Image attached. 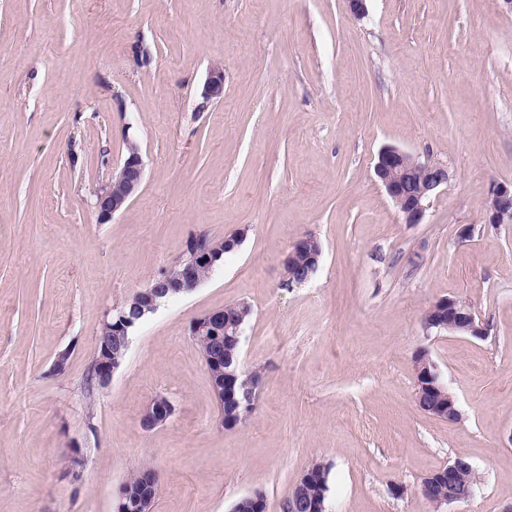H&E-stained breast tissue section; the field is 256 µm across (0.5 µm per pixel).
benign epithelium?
I'll return each instance as SVG.
<instances>
[{"label":"benign epithelium","mask_w":512,"mask_h":512,"mask_svg":"<svg viewBox=\"0 0 512 512\" xmlns=\"http://www.w3.org/2000/svg\"><path fill=\"white\" fill-rule=\"evenodd\" d=\"M203 96L208 100L224 97V69H210L204 84ZM377 181L385 189L406 224H421L425 218L427 202L448 185L447 167L423 162L410 153L386 147L380 151L374 164ZM144 179V162L137 149L126 154L123 163L112 172L110 181L93 193L92 206L101 222L109 221L139 191ZM417 183L413 193L405 192L406 185ZM488 221L491 224H512V183H499L490 193ZM245 231L234 232L222 239L207 238L197 234L190 239L184 254L171 266L162 270L145 288L130 297V308L108 313L101 324L104 334L120 337V346L129 349L128 329L154 313L169 298L199 285L202 272H212L224 259V253L232 252L243 243ZM316 238L307 235L294 244L282 261L283 278L288 284H303L317 271L322 259V248L314 244ZM247 323L246 313L224 308L205 313L190 327V335L197 337L200 330L208 332L206 342L210 353L206 361L211 364V383L214 392L232 401L239 414L235 419H220L222 426L234 428L248 420L254 412V402L259 393V379L247 369L241 357L224 355L227 347L241 349ZM426 330L446 331L452 334L481 338L486 335L474 312L466 304L444 298L436 301L424 315ZM98 379L105 385L112 383L117 362L107 358L96 360ZM416 389L418 397L425 400L424 412L433 417L454 422L459 412L456 399L442 381L436 364L426 358L416 361ZM173 413L171 403L163 397H155L147 405L143 425L151 428L168 421ZM474 472L472 464L457 458L434 470L423 478L420 491L434 505L437 512L442 507L466 502L476 494L478 483L465 482L462 475ZM310 473L302 474L295 488L288 494L291 500L289 512H326L324 494L308 488ZM265 500L259 492L240 497L235 512H266Z\"/></svg>","instance_id":"7a95c632"}]
</instances>
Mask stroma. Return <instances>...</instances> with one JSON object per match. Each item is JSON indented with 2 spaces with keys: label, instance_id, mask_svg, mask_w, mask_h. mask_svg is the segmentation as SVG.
<instances>
[{
  "label": "stroma",
  "instance_id": "1",
  "mask_svg": "<svg viewBox=\"0 0 512 512\" xmlns=\"http://www.w3.org/2000/svg\"><path fill=\"white\" fill-rule=\"evenodd\" d=\"M367 6L356 20L345 0H0V512H113L143 466L159 475L155 512H230L256 491L281 512L317 461L328 512H433L420 481L458 457L479 485L449 512L512 504V224L486 221L492 186L512 183V11ZM214 66L224 97L208 101ZM130 140L143 183L99 223L92 194ZM388 146L448 169L423 223H404L374 179ZM241 229L86 397L106 312L192 236ZM307 234L323 260L285 287L281 261ZM442 298L486 337L427 334ZM237 301L253 309L242 356L262 384L227 430L189 326ZM421 349L456 422L416 403ZM157 396L173 415L144 429Z\"/></svg>",
  "mask_w": 512,
  "mask_h": 512
}]
</instances>
